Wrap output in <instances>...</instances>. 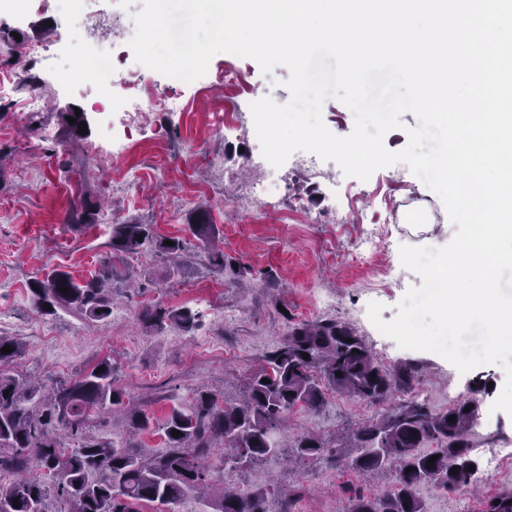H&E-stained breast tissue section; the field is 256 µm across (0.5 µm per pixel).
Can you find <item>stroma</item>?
I'll return each instance as SVG.
<instances>
[{"mask_svg":"<svg viewBox=\"0 0 512 512\" xmlns=\"http://www.w3.org/2000/svg\"><path fill=\"white\" fill-rule=\"evenodd\" d=\"M68 19L55 6L20 20L0 19V59L12 54L17 39L50 42ZM210 64L243 74L242 112L266 96L290 98L283 85L290 76L285 67L266 74L256 61L229 53L215 55ZM35 89L42 98L40 110L17 112V101ZM183 92L187 113L147 110L136 144L117 162L101 154L104 114L75 93L62 72L30 61L12 96L0 98V335L23 348L14 370L36 378H66L110 358L117 368V386L160 422L171 407L191 404L201 386L223 394L226 402H238L243 384L264 367L266 355L290 324L331 319L352 327L386 370L415 363L418 376L407 391L394 392L381 403L328 393L321 411L302 408L288 415L289 440L315 435L335 443L348 428L380 418L403 400L437 411L470 400L477 406L470 431L473 447L512 445V416L491 409L505 383L501 367L485 365L460 373L437 354L399 347L369 318L368 306L375 301L383 306L382 319L392 320L406 292L422 284L421 277L402 267L400 246L442 247L457 231L427 185L401 163L362 181L345 176L332 161L308 170L296 152L276 172L279 211H265L249 190L262 177L248 163L249 158H261L259 142L245 133L224 134L211 123L213 111L224 105L223 86L206 75L185 85ZM70 103L90 115L88 133H68L59 110ZM64 160L72 167L65 179L58 171ZM80 193L101 206L98 223H64L70 200ZM199 206L217 225L225 254L254 271L274 273L277 288L213 276L193 250L181 277L163 283L158 279L163 261L148 245L127 260L146 289L131 295L115 284L108 319L91 323L70 310L47 314L32 305L31 281L56 269L70 272L77 281L97 271L110 251L113 223L136 219L153 225L157 235L180 236L190 212ZM283 210L289 215L285 222L279 216ZM331 213L336 223H316V216ZM373 217L391 229L387 258L400 273L398 285L378 297L362 286L371 270L346 259L364 223ZM314 288L332 292L335 307L316 310L310 295ZM152 303L200 310L203 324L189 335L176 329L147 334L139 312ZM88 434L133 441L147 456L163 448L160 434L132 432L127 415L118 411L93 422ZM396 481L395 470L364 478L325 454L301 460L279 454L234 479L243 490L276 487L275 501L289 505L291 512H347V487L378 494L393 489ZM503 489H512V463L493 475L478 467L463 498L429 485L420 486L418 493L427 512H481L483 499Z\"/></svg>","mask_w":512,"mask_h":512,"instance_id":"35a3bbf8","label":"stroma"}]
</instances>
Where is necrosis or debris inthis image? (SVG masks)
I'll use <instances>...</instances> for the list:
<instances>
[{
    "label": "necrosis or debris",
    "instance_id": "necrosis-or-debris-1",
    "mask_svg": "<svg viewBox=\"0 0 512 512\" xmlns=\"http://www.w3.org/2000/svg\"><path fill=\"white\" fill-rule=\"evenodd\" d=\"M96 2L71 0L78 16L75 27L84 37L85 46L80 52L67 54L66 68L71 71L81 67L90 71L91 78L87 82L89 90L111 106L114 129L111 155L118 158L132 147L133 133L140 128L144 106L157 104L170 112H184L188 105L176 90L177 79H168L160 88L145 82L144 67L136 62L128 45L135 31L133 22L125 24L124 42L114 43L98 36L101 15ZM388 236L385 225L373 224L353 247L352 260L355 264L377 269L376 274L364 284L365 289L374 293L386 292L393 285L390 269L378 264Z\"/></svg>",
    "mask_w": 512,
    "mask_h": 512
}]
</instances>
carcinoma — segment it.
Returning <instances> with one entry per match:
<instances>
[{
  "label": "carcinoma",
  "instance_id": "1",
  "mask_svg": "<svg viewBox=\"0 0 512 512\" xmlns=\"http://www.w3.org/2000/svg\"><path fill=\"white\" fill-rule=\"evenodd\" d=\"M98 218L99 207L79 194L71 201L64 223L94 224ZM185 231L200 242L201 260L212 272L230 280L253 274L249 265L210 246L219 230L210 223L206 209L195 212ZM166 240L173 245L164 244ZM145 244L175 260L166 270L167 276H173L187 239L158 236L152 224L123 222L112 225L110 255L91 278L78 282L69 272L55 270L35 279L30 290L33 305L44 312L74 310L92 322L107 319L112 313L108 285L116 278L134 276L125 258ZM62 287L68 291H60ZM202 318V312L187 306L154 304L140 311L141 322L151 334L168 328L190 333L200 327ZM6 345L12 352H0V476L27 472L32 464L37 473L0 487V512H52V497L71 502V512H138L145 502L155 504L156 512H172L170 505L210 480L203 458L214 442L224 443L225 472L244 469L285 447L284 420L294 408L321 410L329 389L384 401L394 389L409 386L418 371L413 364L392 372L382 368L344 323H294L267 355L265 367L248 380L242 402L228 404L216 393L197 391L189 409L171 408L162 425L165 450L146 458L128 444L86 435L93 416L125 404L126 393L115 384L109 359L74 379L37 385L8 369L21 354V346L0 336V349ZM264 378L268 382H262ZM452 415L456 419L450 422ZM475 415L469 400L443 412L411 400L356 428L353 456L340 448H327L311 435L297 440L294 448L300 457L327 453L344 458L348 467L361 474L396 469L398 487L392 492L368 495L348 489L349 512H425L417 494L420 485L430 481L436 489L452 493L470 483L474 471L469 469L473 458L468 436ZM173 430L180 435L172 436ZM433 455L437 460L430 465ZM270 494L267 488L226 491L219 498H201L198 512H267ZM483 512H512V490L488 497Z\"/></svg>",
  "mask_w": 512,
  "mask_h": 512
}]
</instances>
